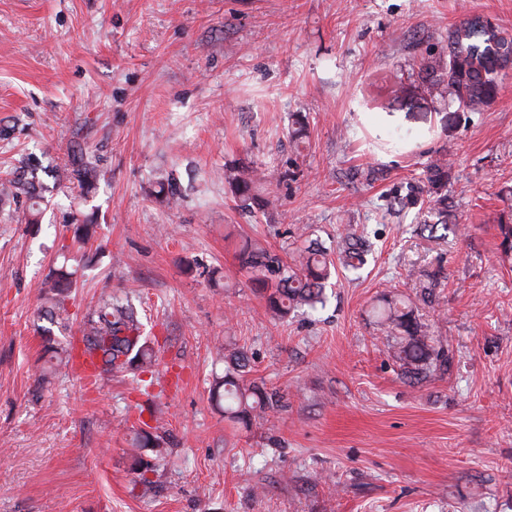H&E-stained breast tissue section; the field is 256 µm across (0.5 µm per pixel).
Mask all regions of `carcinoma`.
<instances>
[{
    "label": "carcinoma",
    "mask_w": 512,
    "mask_h": 512,
    "mask_svg": "<svg viewBox=\"0 0 512 512\" xmlns=\"http://www.w3.org/2000/svg\"><path fill=\"white\" fill-rule=\"evenodd\" d=\"M505 69H512V33L498 30L489 17L473 16L448 29L440 48L423 64L421 78L430 91L447 102L448 109L483 112L499 98V73ZM450 168V164L440 160L426 166L428 192L435 195V202L441 205V220L433 225L424 224L426 229L448 228V202L443 189L448 184ZM60 178L74 179L89 188L97 178V171L88 163L71 172L63 171ZM36 179L33 170L27 180L1 178L0 202L29 193ZM225 180L242 209L272 204L259 194L258 170L234 168ZM369 252L368 239L354 233L346 236L343 262L348 268L361 269ZM235 259L240 269L249 274L258 296L281 317L299 309L313 310L324 302L323 289L330 277V260L324 250L308 246L299 254L298 263L290 265L277 254L245 242L239 246ZM69 287L68 273H56L48 285L50 306L43 311L44 318L55 323L68 320ZM378 317L380 326L394 340L393 358L409 382L419 384L448 373L453 363L448 343L429 335L410 305L401 299H387ZM81 333V347L67 346L68 360H73L76 351L92 360L102 373L152 372L157 360L154 342L144 335L141 317L133 306L114 300L110 294L101 297L97 306L84 317ZM232 360L233 365L224 372V377L215 381L212 395L216 401L224 402L225 419L247 429L261 413L278 405L281 395L262 383L244 382L239 374V369L246 366L243 354L232 355ZM149 427V423H144L134 437L133 465L143 485L149 484L145 472L150 470L151 463L144 460L142 452L158 446L157 435Z\"/></svg>",
    "instance_id": "cac0c4a2"
}]
</instances>
